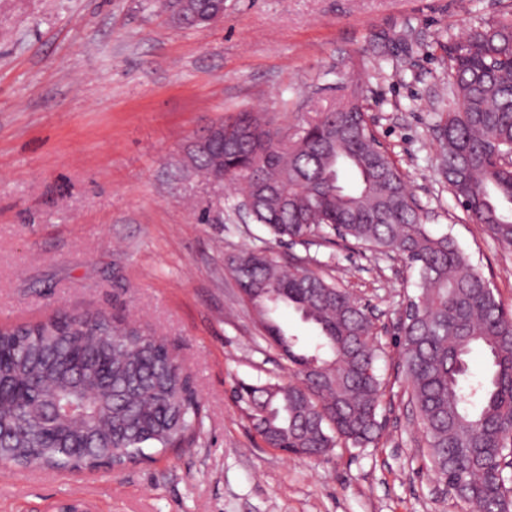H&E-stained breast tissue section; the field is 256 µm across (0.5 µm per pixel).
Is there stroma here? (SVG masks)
<instances>
[{"mask_svg":"<svg viewBox=\"0 0 512 512\" xmlns=\"http://www.w3.org/2000/svg\"><path fill=\"white\" fill-rule=\"evenodd\" d=\"M512 0H224L182 29L155 0H0V326L55 309L131 312L175 344L206 410L195 447L120 472L0 467V512H467L438 484L397 377L416 271L354 243L316 248L365 304L393 386L376 446L299 460L233 390L288 377L225 267L287 246L187 172V142L240 110L298 129L360 95L429 229L512 310V246L456 206L436 167L448 47Z\"/></svg>","mask_w":512,"mask_h":512,"instance_id":"35a3bbf8","label":"stroma"}]
</instances>
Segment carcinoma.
Here are the masks:
<instances>
[{
    "label": "carcinoma",
    "instance_id": "carcinoma-1",
    "mask_svg": "<svg viewBox=\"0 0 512 512\" xmlns=\"http://www.w3.org/2000/svg\"><path fill=\"white\" fill-rule=\"evenodd\" d=\"M454 101L436 124L439 170L456 202L512 244V13L448 49ZM190 167L238 186L237 203L291 248L339 238L418 272L416 315L400 328L397 371L435 477L471 512H512V311L446 234L424 224L364 105L349 101L290 133L240 111L187 146ZM242 300L288 361V382L242 383L239 401L271 447L311 460L378 441L387 385L368 309L307 254L228 258ZM281 307L313 343L274 319ZM475 350L487 361L471 378ZM203 427L190 372L165 337L124 315L57 312L0 328V455L15 467L122 470L193 443Z\"/></svg>",
    "mask_w": 512,
    "mask_h": 512
}]
</instances>
